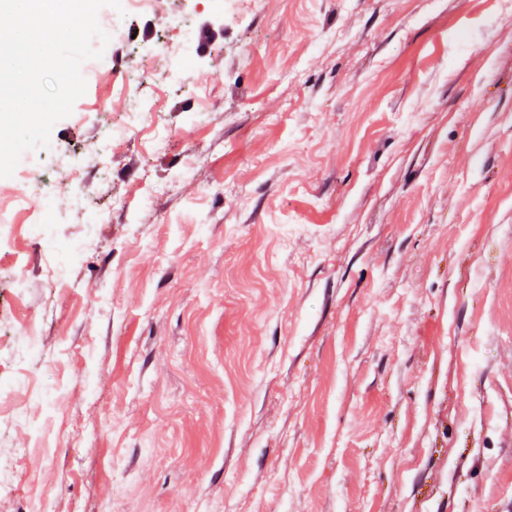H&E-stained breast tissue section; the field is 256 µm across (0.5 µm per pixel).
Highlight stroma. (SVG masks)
Returning a JSON list of instances; mask_svg holds the SVG:
<instances>
[{
  "label": "stroma",
  "instance_id": "obj_1",
  "mask_svg": "<svg viewBox=\"0 0 512 512\" xmlns=\"http://www.w3.org/2000/svg\"><path fill=\"white\" fill-rule=\"evenodd\" d=\"M172 16L194 66L138 77ZM123 25L27 165L55 242L85 240L69 290L46 243L0 241V512H512V0H153ZM144 115L141 112H134L126 118L113 123L109 129V136L112 144L130 138L138 128L140 118Z\"/></svg>",
  "mask_w": 512,
  "mask_h": 512
}]
</instances>
